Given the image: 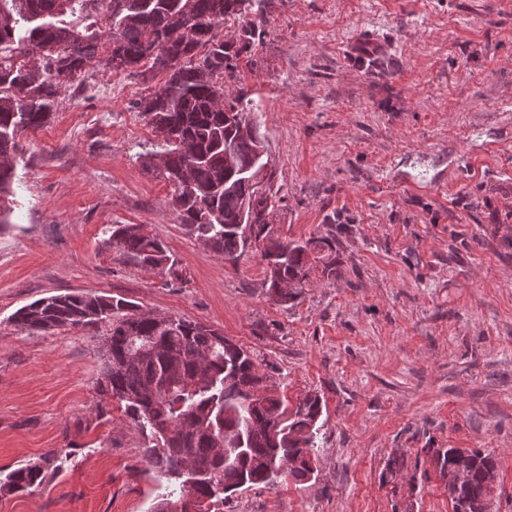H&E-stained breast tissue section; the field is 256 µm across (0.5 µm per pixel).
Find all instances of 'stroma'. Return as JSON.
Masks as SVG:
<instances>
[{"label":"stroma","mask_w":512,"mask_h":512,"mask_svg":"<svg viewBox=\"0 0 512 512\" xmlns=\"http://www.w3.org/2000/svg\"><path fill=\"white\" fill-rule=\"evenodd\" d=\"M226 86L265 147L283 240L333 243L293 302L266 262L191 237L142 165L157 137L140 77L91 71L18 138L0 226V481L44 464L0 512H151L146 441L100 397L99 334L29 336L20 307L70 291L199 321L249 351L289 405L319 395L317 470L218 512H453L435 448L492 452L490 512H512V0H263ZM378 47L385 74L352 53ZM113 224L162 239L178 276L114 258ZM404 468L382 473L392 456ZM43 478L42 468L39 465H27L13 470L3 486L9 491H28L39 487Z\"/></svg>","instance_id":"1"}]
</instances>
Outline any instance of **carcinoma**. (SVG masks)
Returning <instances> with one entry per match:
<instances>
[{"mask_svg":"<svg viewBox=\"0 0 512 512\" xmlns=\"http://www.w3.org/2000/svg\"><path fill=\"white\" fill-rule=\"evenodd\" d=\"M253 8V0H0V160H12L17 136L47 124L58 92L94 67L137 74L143 67L165 78L138 101L159 136L158 150L139 155L143 165L171 186L177 219L188 234L206 241L224 260L235 262L248 243H263L268 290L294 301L309 279V254L324 253L322 272L336 273L323 239L282 241L271 235L267 216L273 196L255 176L262 148L243 97L230 94L224 107L212 103L232 75L235 58L254 42L242 30L241 47L231 51L218 29L230 17ZM247 127L243 134L240 125ZM14 164L0 166V224L8 223ZM250 226V239L243 228ZM113 254L141 268L175 258L156 236L138 224L108 227ZM28 335L60 328H106L97 387L125 403L133 425L148 438L146 456L157 477L167 480L154 512L168 500L189 498L196 512H213L223 494L254 485H272L283 473L297 482L313 475L309 460L323 407L306 396L288 407L271 391L256 406L249 392L268 389L250 355L219 331L196 321L176 319L167 327L145 316L123 296L68 292L37 299L12 316ZM204 385L188 391L184 382ZM276 422V431L255 435L253 428ZM235 448L236 461L224 464L215 437ZM433 461L447 478L458 461L457 448H434ZM491 453L470 451L467 478L448 487L452 505L488 512ZM42 468L13 470L3 486L28 491L41 485Z\"/></svg>","mask_w":512,"mask_h":512,"instance_id":"1","label":"carcinoma"}]
</instances>
